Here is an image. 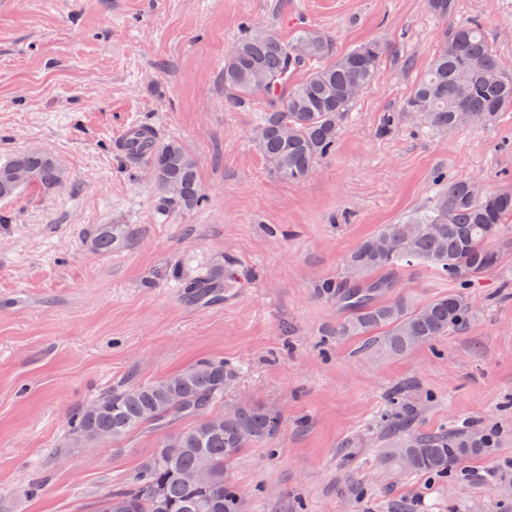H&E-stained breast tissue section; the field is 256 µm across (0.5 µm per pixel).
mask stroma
<instances>
[{
    "label": "stroma",
    "instance_id": "obj_1",
    "mask_svg": "<svg viewBox=\"0 0 512 512\" xmlns=\"http://www.w3.org/2000/svg\"><path fill=\"white\" fill-rule=\"evenodd\" d=\"M455 18L479 20L512 70V0H458ZM249 23L285 39L319 28L341 52L385 48L305 182L257 152L262 96L237 104L224 90V55ZM447 25L425 0H0V161L41 151L62 171L0 201V512H94L158 437L77 445L72 413L202 358L244 364L235 397L281 417L228 469L243 512H512V274L469 289L465 330L403 354L338 335L342 316L318 293L380 225L427 205L437 174L486 190L512 179V109L447 135L402 110ZM139 123L193 156L203 206L156 214L148 165L117 148ZM103 224L126 225L121 249L95 250L88 232ZM229 265L232 297L191 299L192 280ZM450 289L411 266L394 294ZM398 387L414 430L493 427L501 447L465 459L459 479L395 474L380 417Z\"/></svg>",
    "mask_w": 512,
    "mask_h": 512
}]
</instances>
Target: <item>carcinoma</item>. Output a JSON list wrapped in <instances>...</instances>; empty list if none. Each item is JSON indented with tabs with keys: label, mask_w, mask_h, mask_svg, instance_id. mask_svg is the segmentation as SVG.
Listing matches in <instances>:
<instances>
[{
	"label": "carcinoma",
	"mask_w": 512,
	"mask_h": 512,
	"mask_svg": "<svg viewBox=\"0 0 512 512\" xmlns=\"http://www.w3.org/2000/svg\"><path fill=\"white\" fill-rule=\"evenodd\" d=\"M427 5L444 18L457 11V0H427ZM383 52L380 43L365 42L338 53L331 37L316 28L290 39L260 27L241 30L224 56V90L236 102L264 96L254 144L273 175L302 182L335 153L349 112L378 77ZM509 108L512 73L501 67L482 26L472 20L445 29L440 49L403 105L432 133L491 128ZM134 134L148 145L142 159L158 187L157 213L167 216L200 206L204 195L196 162L183 144L161 140L148 127H138ZM16 170L26 173L23 181L8 180ZM60 179L51 155L16 154L0 163V200L13 198L25 185L50 187ZM127 235L125 225L105 224L96 229L94 246L109 252L123 245ZM510 251L512 184L477 193L471 181L441 176L428 207L399 224L382 225L351 253L347 270L357 274L324 283L321 293L345 313L339 335L362 336L369 346L381 344L402 354L459 330L471 313L461 289L502 270L503 254ZM414 265L433 270L457 290L421 304L382 299L395 287L399 271ZM236 283L238 273L228 265L194 284L193 297L203 299ZM240 375L237 365L203 359L171 377L110 388L97 397L95 408L73 413L71 433H82L89 441L102 434L115 440L145 428L190 422L188 428L166 434L129 487L105 496L97 512H241L227 470L246 448L274 437L281 419L266 405L231 397ZM213 412L219 417L211 418ZM412 416L410 403L390 398L384 463L399 474L446 476L464 458L499 447L493 429L479 432L463 426L416 433L410 429ZM172 438L183 448L176 458L166 454ZM199 468L212 475L203 490L181 479L182 473Z\"/></svg>",
	"instance_id": "cac0c4a2"
}]
</instances>
